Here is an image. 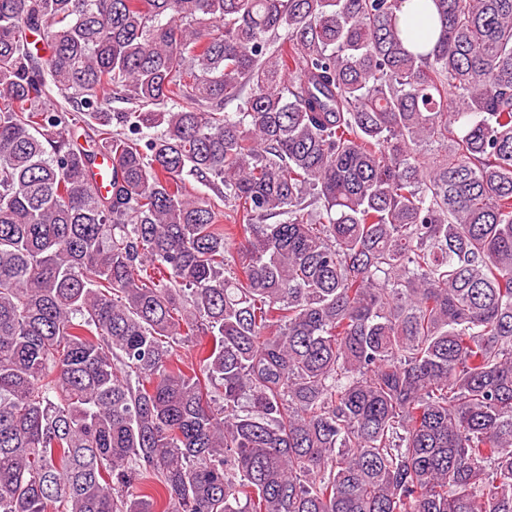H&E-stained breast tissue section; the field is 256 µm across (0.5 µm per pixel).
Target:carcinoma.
<instances>
[{
    "label": "carcinoma",
    "instance_id": "cac0c4a2",
    "mask_svg": "<svg viewBox=\"0 0 512 512\" xmlns=\"http://www.w3.org/2000/svg\"><path fill=\"white\" fill-rule=\"evenodd\" d=\"M404 2L0 0V512H512V0Z\"/></svg>",
    "mask_w": 512,
    "mask_h": 512
}]
</instances>
